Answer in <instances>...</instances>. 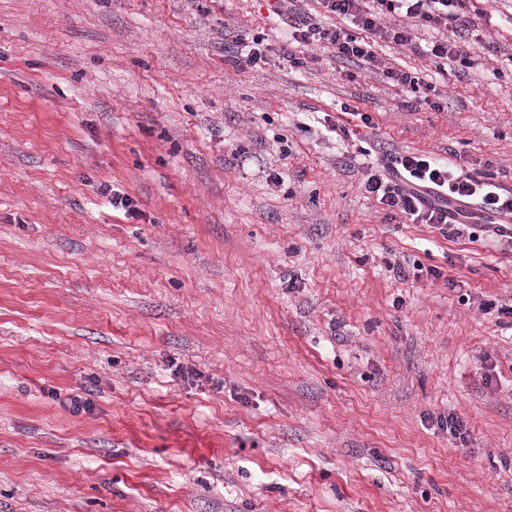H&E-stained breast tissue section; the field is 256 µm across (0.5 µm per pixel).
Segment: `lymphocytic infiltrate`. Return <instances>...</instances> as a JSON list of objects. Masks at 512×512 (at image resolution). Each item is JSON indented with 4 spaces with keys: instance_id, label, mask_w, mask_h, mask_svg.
Listing matches in <instances>:
<instances>
[{
    "instance_id": "f902f5d3",
    "label": "lymphocytic infiltrate",
    "mask_w": 512,
    "mask_h": 512,
    "mask_svg": "<svg viewBox=\"0 0 512 512\" xmlns=\"http://www.w3.org/2000/svg\"><path fill=\"white\" fill-rule=\"evenodd\" d=\"M469 0H320L326 12L344 17L349 28H327L309 16L288 19V43L282 52L296 62L293 45L319 44L336 58L366 63L388 83L416 87L412 73L388 67L369 42L378 37L411 47L420 27L452 29V37L434 42L428 52L438 59L463 60V44L479 29L469 18ZM364 188L389 211L415 224L471 227L478 214L512 217V192L483 179L481 173L454 172L425 155H392L368 175Z\"/></svg>"
}]
</instances>
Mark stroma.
<instances>
[{"label": "stroma", "instance_id": "1", "mask_svg": "<svg viewBox=\"0 0 512 512\" xmlns=\"http://www.w3.org/2000/svg\"><path fill=\"white\" fill-rule=\"evenodd\" d=\"M473 3L468 74L373 46L435 110L290 65L277 0H0V512H512V239L362 188L512 191V0ZM251 45L245 44L243 41H234L232 48L225 47L224 53H228L225 57L232 59L238 63H245L246 65L256 66L258 62L263 61L267 52L268 45L263 43V39L253 38ZM248 48L246 53H243V48ZM483 177L481 172H453L425 155H390L371 171L364 188L383 209L400 212L414 224L456 226L451 232L460 235L464 228L481 224L472 222L479 218L473 205L490 218L512 217L511 191Z\"/></svg>", "mask_w": 512, "mask_h": 512}]
</instances>
